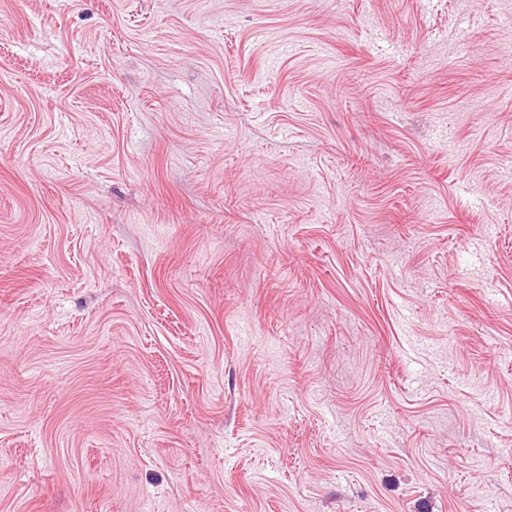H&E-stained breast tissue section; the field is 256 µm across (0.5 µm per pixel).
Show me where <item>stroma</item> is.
I'll return each mask as SVG.
<instances>
[{
  "instance_id": "1",
  "label": "stroma",
  "mask_w": 512,
  "mask_h": 512,
  "mask_svg": "<svg viewBox=\"0 0 512 512\" xmlns=\"http://www.w3.org/2000/svg\"><path fill=\"white\" fill-rule=\"evenodd\" d=\"M512 0H0V512H512Z\"/></svg>"
}]
</instances>
